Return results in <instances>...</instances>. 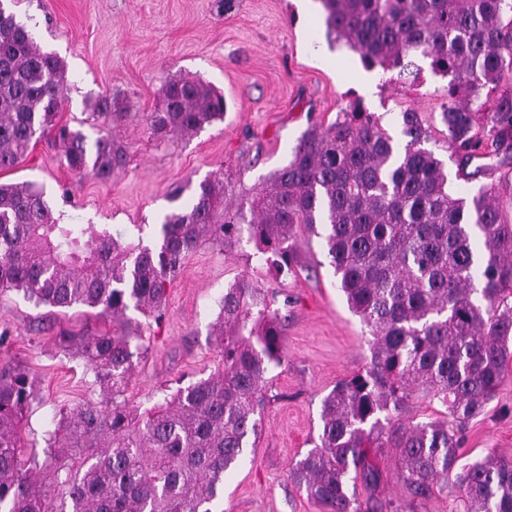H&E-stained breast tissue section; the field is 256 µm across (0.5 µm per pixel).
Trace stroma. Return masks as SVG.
Returning <instances> with one entry per match:
<instances>
[{
    "mask_svg": "<svg viewBox=\"0 0 512 512\" xmlns=\"http://www.w3.org/2000/svg\"><path fill=\"white\" fill-rule=\"evenodd\" d=\"M9 9L43 51L66 65L60 123L96 137L87 117L102 94L123 114L111 131L128 159L112 180L75 176L45 140L16 168L0 172V183L42 188L61 223L104 226L122 240L156 245L176 186L217 175L227 201L250 198L288 162L307 129L334 123L352 101L396 139L402 111L421 112L428 149L446 168L455 166L440 120L447 79L424 59L413 81L365 70L357 53L329 44L319 0L304 11L296 0H11ZM187 74L223 94L224 117L192 136L158 142L147 116L160 105V81ZM297 241L301 268L288 278L276 276L247 241L203 242L184 259L161 321L127 312V333L148 347L130 391L148 408L220 366L211 327L225 288L240 275L292 300L282 322L285 360L272 373L255 445L224 478V512H325L290 470L318 439L323 399L371 360L372 337L337 287L321 238L301 231ZM111 328L110 318L83 306L38 307L17 292L0 293V335L7 338L0 357L26 366L37 390L25 423V459L42 455L44 433L62 413L99 399L82 360L63 354L55 336ZM458 454L465 463L490 454L512 459V360L494 399L464 426ZM377 458L384 476L377 501H394L400 512H459L454 486L413 496L397 478L396 449H380Z\"/></svg>",
    "mask_w": 512,
    "mask_h": 512,
    "instance_id": "1",
    "label": "stroma"
}]
</instances>
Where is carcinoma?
I'll return each instance as SVG.
<instances>
[{"label": "carcinoma", "instance_id": "1", "mask_svg": "<svg viewBox=\"0 0 512 512\" xmlns=\"http://www.w3.org/2000/svg\"><path fill=\"white\" fill-rule=\"evenodd\" d=\"M320 2L328 40L357 52L365 69L403 74L421 56L449 78L440 116L456 178L475 179L492 156L512 161V88L481 101L512 71V0ZM64 85L62 60L42 51L0 0V170L50 136L76 175L108 180L124 167L125 146L111 134L91 142L58 126ZM159 95L161 108L147 118L158 140L223 119L224 97L200 79L166 78ZM341 113L307 130L269 184L234 207L224 202V180L186 181L169 196L157 248L61 224L33 185L0 184V290L37 306L97 309L115 324L111 333L56 337L60 351L84 361L101 400L47 432L44 460L33 461L39 480L21 460L37 392L22 365L0 362V512H219L224 476L260 434L269 371L283 365L279 311L241 277L225 289L214 326L222 368L143 411L128 390L146 348L125 333L126 311H161L188 253L207 240L237 242L244 231L286 277L300 227L322 238L349 308L374 341L369 366L324 398L319 442L291 476L326 512H377L362 509L358 491L380 486L375 448L399 449V478L417 497L448 482L463 425L492 400L512 355V219L491 188L449 190L417 110L402 112L403 144L359 104ZM91 115L111 123L112 99L97 98ZM476 160L483 164L468 171ZM417 390L451 420L403 419ZM455 482L464 512H512L511 459L464 465Z\"/></svg>", "mask_w": 512, "mask_h": 512}]
</instances>
